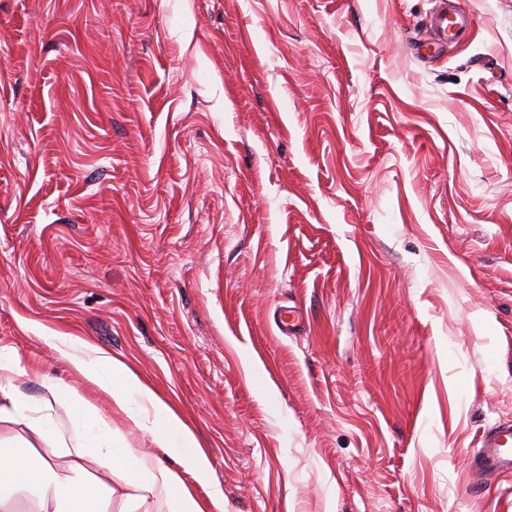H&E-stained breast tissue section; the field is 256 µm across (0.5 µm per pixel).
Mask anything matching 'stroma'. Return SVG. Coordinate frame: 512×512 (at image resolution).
I'll return each mask as SVG.
<instances>
[{
    "label": "stroma",
    "mask_w": 512,
    "mask_h": 512,
    "mask_svg": "<svg viewBox=\"0 0 512 512\" xmlns=\"http://www.w3.org/2000/svg\"><path fill=\"white\" fill-rule=\"evenodd\" d=\"M0 0V348L186 415L224 512H512V0ZM304 327L283 335V307ZM448 3L446 0H439L433 8L429 19L430 36L428 41L440 47L448 45L452 39L459 35L454 30L455 21L448 18ZM476 476L512 473V423H502L484 433L472 456Z\"/></svg>",
    "instance_id": "obj_1"
}]
</instances>
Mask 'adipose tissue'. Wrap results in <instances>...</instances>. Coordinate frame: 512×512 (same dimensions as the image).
<instances>
[{"instance_id": "1", "label": "adipose tissue", "mask_w": 512, "mask_h": 512, "mask_svg": "<svg viewBox=\"0 0 512 512\" xmlns=\"http://www.w3.org/2000/svg\"><path fill=\"white\" fill-rule=\"evenodd\" d=\"M51 343L81 379L95 385L124 412L134 427L175 458L194 479L207 487L208 502L200 504L181 475L151 456L116 446L112 430L94 407L80 404L71 387L44 382L42 415H32L29 399L19 389L28 371L17 353L0 351V423L25 421L36 439L48 440L53 426L46 411L58 404L84 425L82 439L70 455L93 457L111 474L132 484L138 512H224V492L210 480L211 462L179 412L144 385L124 363L94 345L59 333ZM184 472V473H185ZM37 491L36 512H106L114 490L104 482L77 481L59 474L50 460L34 453L31 444L0 443V510L21 490Z\"/></svg>"}]
</instances>
